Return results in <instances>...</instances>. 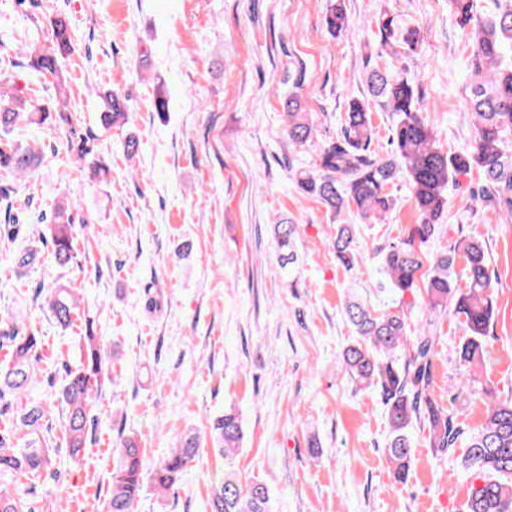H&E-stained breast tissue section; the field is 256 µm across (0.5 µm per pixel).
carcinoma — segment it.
Here are the masks:
<instances>
[{"label": "carcinoma", "mask_w": 512, "mask_h": 512, "mask_svg": "<svg viewBox=\"0 0 512 512\" xmlns=\"http://www.w3.org/2000/svg\"><path fill=\"white\" fill-rule=\"evenodd\" d=\"M458 24L468 30L469 105L475 129L474 141L465 149L444 148L433 128L422 117L420 93L408 72L373 70L367 82L374 98L392 112L390 149L370 151L373 139L372 112L368 102L350 101L341 137L320 146L316 165L300 169L296 186L315 197L336 217L350 213L365 224L384 219L395 208L389 186L403 177L411 189L417 223L408 225L396 242L377 247L398 306L383 311L368 307L348 295L344 313L358 340L342 351V364L355 381L378 389L389 424L386 457L395 481L405 483L413 460V435L417 423L427 429L429 447L451 453L461 440L467 441L462 468L472 473L466 512H512V399L499 401L488 388L471 389L475 370L482 366L486 338L496 305L488 271L487 244L478 234L457 241L449 253L429 257L424 247L435 235L448 210V191L461 186L460 178L476 171L484 180L481 199L512 221V0H490L492 9L478 0H449ZM327 30L336 35L348 30L342 6L331 0L324 16ZM51 38L46 43L25 45L26 65L51 83L56 98L39 102L24 96L19 73L0 76V133L16 128L43 127L55 119L68 126L66 149L99 175L100 166L88 140L72 127L73 116L65 111L70 87L60 58L72 51L70 24L66 17L49 19ZM382 45L399 46L416 53L418 33L401 26L398 17L380 21ZM301 83L284 99L288 143L304 146L313 138L310 113L300 92ZM104 125L128 117L127 99L117 92L102 93ZM39 152L11 140L0 142V168L25 174L35 168ZM74 217L69 203L58 204L49 217V237L55 260L66 265L74 258ZM355 225H336L330 240L336 258L354 268ZM298 225L283 220L274 225L281 267L296 262ZM462 280L465 287L454 282ZM44 304L62 328L75 325L79 306L74 289L60 283L47 289ZM419 306L428 314L425 322L411 326L404 306ZM450 313L461 319L467 338L460 350L462 366L469 375L463 387L485 397L483 424L469 432L448 418L431 395L437 336L431 315ZM83 359L74 368L63 365L59 407L29 399L22 401L42 362L41 339L24 323L0 321V348L7 350L6 366L0 367V512H44L27 490L16 486L23 479L48 475L59 478L50 456L55 445L54 415L64 429L66 452L75 460L87 447L91 425L90 406L94 388L108 378L93 321H85ZM25 428L31 438L24 447L16 431ZM216 450L227 461L224 482L211 496V512H268L269 490L256 480H241L232 470L233 455L244 433L240 418L226 411L212 424ZM199 450L198 439L187 436L150 472V482L159 494L183 478L186 464ZM144 462L138 439L120 438L118 459L112 472V489L105 512H134L144 484Z\"/></svg>", "instance_id": "carcinoma-1"}]
</instances>
